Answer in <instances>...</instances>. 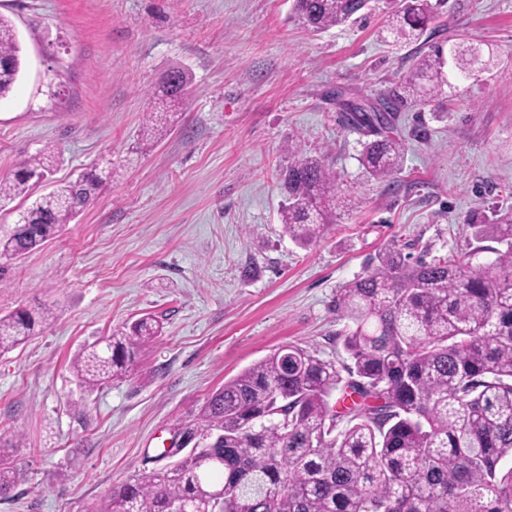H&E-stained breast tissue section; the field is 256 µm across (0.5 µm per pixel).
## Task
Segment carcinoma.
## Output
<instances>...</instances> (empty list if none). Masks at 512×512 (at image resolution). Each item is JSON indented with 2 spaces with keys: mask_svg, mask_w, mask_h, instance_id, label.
I'll return each instance as SVG.
<instances>
[{
  "mask_svg": "<svg viewBox=\"0 0 512 512\" xmlns=\"http://www.w3.org/2000/svg\"><path fill=\"white\" fill-rule=\"evenodd\" d=\"M368 0H295L304 26L322 32L365 9ZM429 0H403L390 30L400 40L435 22ZM13 25L0 17V100L20 78ZM446 82L440 55L413 65L400 90L378 103L346 107L353 125L373 130L361 164L377 180L399 170L402 146L392 115L423 105ZM189 78L172 70L153 99L175 109ZM167 120L147 113L143 134L161 139ZM52 155L19 161L0 179V208L31 195ZM94 173L37 198L26 221L0 235V255L18 257L54 238L90 202ZM284 232L307 245L337 205L336 175L320 159L295 153L279 173ZM477 240L507 243L494 261L458 253L414 262L392 246L336 292V334L353 362L337 367L287 344L224 382L202 405L189 435L201 441L173 464L112 491L106 512H512V213L472 224ZM53 318L17 310L0 316V354ZM162 333L143 318L84 348L72 360L94 390L123 379L136 353ZM347 376H342V372ZM350 403L338 410L331 395ZM26 480L0 448V498Z\"/></svg>",
  "mask_w": 512,
  "mask_h": 512,
  "instance_id": "obj_1",
  "label": "carcinoma"
}]
</instances>
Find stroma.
Returning <instances> with one entry per match:
<instances>
[{
  "label": "stroma",
  "mask_w": 512,
  "mask_h": 512,
  "mask_svg": "<svg viewBox=\"0 0 512 512\" xmlns=\"http://www.w3.org/2000/svg\"><path fill=\"white\" fill-rule=\"evenodd\" d=\"M398 8L371 0L313 33L292 0H0L23 57L0 101V179L50 150L35 195L103 180L56 237L0 258V315L53 314L0 355V440L29 477L0 512H104L114 488L169 465L164 448L209 394L280 345L348 363L336 291L390 243L494 260V240L469 226L512 209V0H448L400 45ZM435 46L449 84L396 112L402 164L374 180L359 162L374 135L344 109L398 89ZM472 46L489 63L467 78L458 56ZM173 68L191 79L182 118L141 141ZM294 148L324 160L351 201L306 247L279 220ZM147 314L163 334L127 376L81 387L72 358Z\"/></svg>",
  "instance_id": "stroma-1"
}]
</instances>
